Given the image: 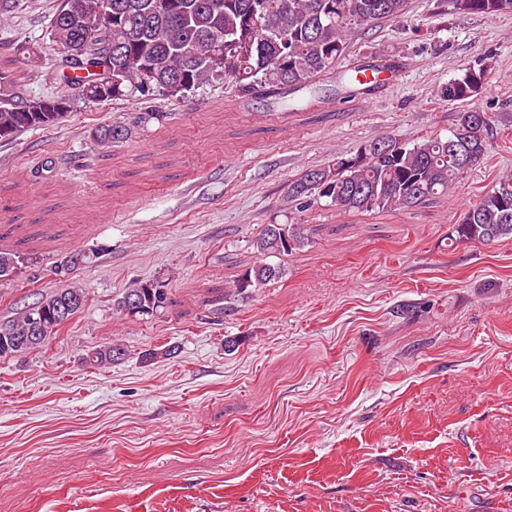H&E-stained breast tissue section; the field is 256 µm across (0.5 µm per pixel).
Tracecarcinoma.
Here are the masks:
<instances>
[{"label": "carcinoma", "instance_id": "1", "mask_svg": "<svg viewBox=\"0 0 512 512\" xmlns=\"http://www.w3.org/2000/svg\"><path fill=\"white\" fill-rule=\"evenodd\" d=\"M408 0H62L50 20V35L57 47L53 70L61 84L52 97L20 98L0 92V140L52 126L77 104L106 102L124 97L153 96L161 91L175 96L200 85L221 81L243 95L266 89H304L336 68L353 33L379 21H394L405 12ZM453 11L494 15L512 10V0H449ZM486 68H465L448 82L441 95L446 101L469 102L483 87ZM479 109L457 115L448 137L426 135L409 143L380 140L381 149L357 167L344 158L310 169L291 182L288 200L300 212L326 203L338 211H384L410 208L448 191L485 156L492 118L478 121ZM156 112H141L136 120L102 124L92 131L99 145L127 141L138 128L159 119ZM512 238V174L472 205L453 226V244L487 246ZM309 238L302 224H268L252 246L262 260L247 268L236 281L243 295L280 281L284 268L268 257L302 250ZM22 256L0 249V279L17 274ZM161 278L138 280L115 299L125 313L128 298L139 299L152 316L167 308L170 298L155 306ZM76 316L86 305L80 288L57 289L34 305L53 310L61 305ZM31 306L19 316L0 323V359L10 360L12 339L24 336ZM126 356L123 347L105 342L86 354L85 363L114 365Z\"/></svg>", "mask_w": 512, "mask_h": 512}]
</instances>
